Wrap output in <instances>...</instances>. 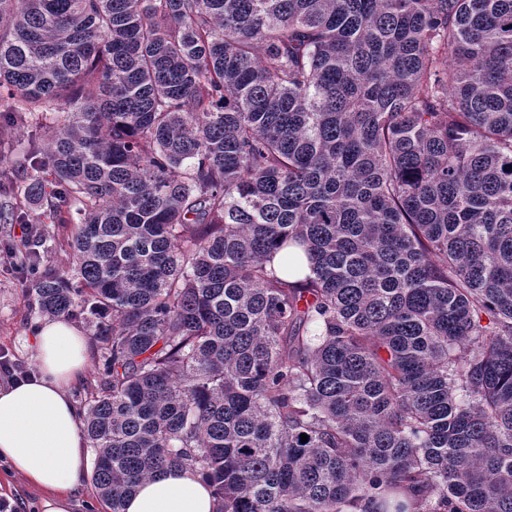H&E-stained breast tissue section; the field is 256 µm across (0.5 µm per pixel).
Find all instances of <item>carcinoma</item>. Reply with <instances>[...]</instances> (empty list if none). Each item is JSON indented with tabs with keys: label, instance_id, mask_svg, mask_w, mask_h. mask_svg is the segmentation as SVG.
<instances>
[{
	"label": "carcinoma",
	"instance_id": "obj_1",
	"mask_svg": "<svg viewBox=\"0 0 512 512\" xmlns=\"http://www.w3.org/2000/svg\"><path fill=\"white\" fill-rule=\"evenodd\" d=\"M0 90L111 512H512V0H0ZM43 208L28 205L29 223H43L49 231V237L43 244L32 245L31 248L38 251L44 259L60 268H69L74 263L72 251L66 244V232L60 224H52L51 219L43 215ZM65 238V243L63 239ZM40 245V246H39ZM214 499L201 476L166 468L144 481L125 502L124 512H213Z\"/></svg>",
	"mask_w": 512,
	"mask_h": 512
}]
</instances>
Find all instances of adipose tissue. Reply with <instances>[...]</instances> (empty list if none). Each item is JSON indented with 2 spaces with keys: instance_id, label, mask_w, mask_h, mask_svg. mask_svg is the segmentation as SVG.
I'll return each instance as SVG.
<instances>
[{
  "instance_id": "obj_1",
  "label": "adipose tissue",
  "mask_w": 512,
  "mask_h": 512,
  "mask_svg": "<svg viewBox=\"0 0 512 512\" xmlns=\"http://www.w3.org/2000/svg\"><path fill=\"white\" fill-rule=\"evenodd\" d=\"M34 373L0 383V461L42 491L41 512H74V491L88 469L86 427L71 396L88 366V339L62 317L35 330ZM201 477L166 468L144 481L124 512H213Z\"/></svg>"
}]
</instances>
